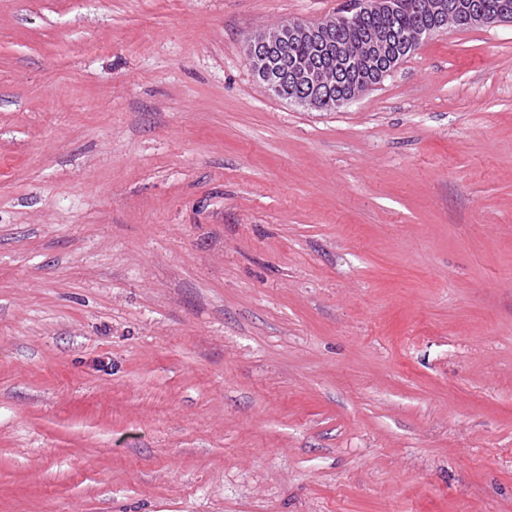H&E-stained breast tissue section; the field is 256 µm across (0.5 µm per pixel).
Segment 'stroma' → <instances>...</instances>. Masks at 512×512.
Returning a JSON list of instances; mask_svg holds the SVG:
<instances>
[{
    "mask_svg": "<svg viewBox=\"0 0 512 512\" xmlns=\"http://www.w3.org/2000/svg\"><path fill=\"white\" fill-rule=\"evenodd\" d=\"M345 0H0V512H512V23L335 111ZM293 72V80L290 83L297 84L302 89L306 87L305 91L308 93V95L301 94L302 97L299 98L293 92V102L305 107L321 109L325 101V96H322V93L330 88L329 85L327 88H323L325 79L322 70L312 65H301Z\"/></svg>",
    "mask_w": 512,
    "mask_h": 512,
    "instance_id": "1",
    "label": "stroma"
}]
</instances>
